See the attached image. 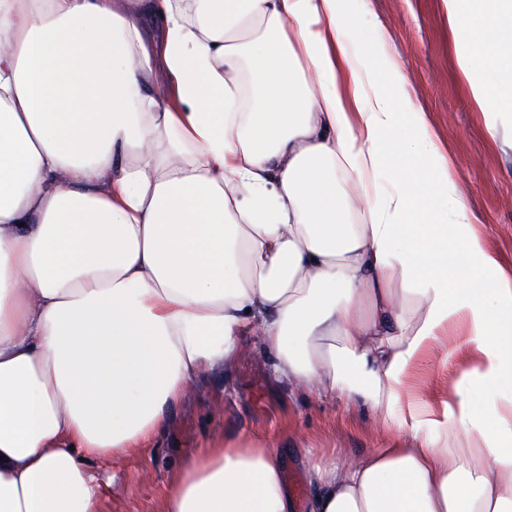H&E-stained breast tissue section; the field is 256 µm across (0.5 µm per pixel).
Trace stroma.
Listing matches in <instances>:
<instances>
[{"label": "stroma", "mask_w": 512, "mask_h": 512, "mask_svg": "<svg viewBox=\"0 0 512 512\" xmlns=\"http://www.w3.org/2000/svg\"><path fill=\"white\" fill-rule=\"evenodd\" d=\"M357 25L348 38L376 81L378 46L398 57L413 103L423 112L448 160L452 194L467 207L487 248L512 270V131L490 134L469 79L443 0H348ZM460 331L435 344L407 379L421 403L454 394L468 367ZM274 359L254 344L224 371L202 376L194 391L167 416L160 431L111 466L93 465L112 483L102 512H160L173 475L198 448L220 439H275L296 512H308L314 468L365 456L395 443L392 423L367 405L300 393L279 381Z\"/></svg>", "instance_id": "35a3bbf8"}]
</instances>
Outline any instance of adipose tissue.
Instances as JSON below:
<instances>
[{
    "label": "adipose tissue",
    "mask_w": 512,
    "mask_h": 512,
    "mask_svg": "<svg viewBox=\"0 0 512 512\" xmlns=\"http://www.w3.org/2000/svg\"><path fill=\"white\" fill-rule=\"evenodd\" d=\"M443 2L497 132L512 0ZM353 25L340 0H0V512H100L89 462L152 437L243 337L288 385L379 411L458 329L467 393L407 407L411 444L313 471L310 512H512V273ZM294 510L251 438L198 449L162 507Z\"/></svg>",
    "instance_id": "obj_1"
}]
</instances>
